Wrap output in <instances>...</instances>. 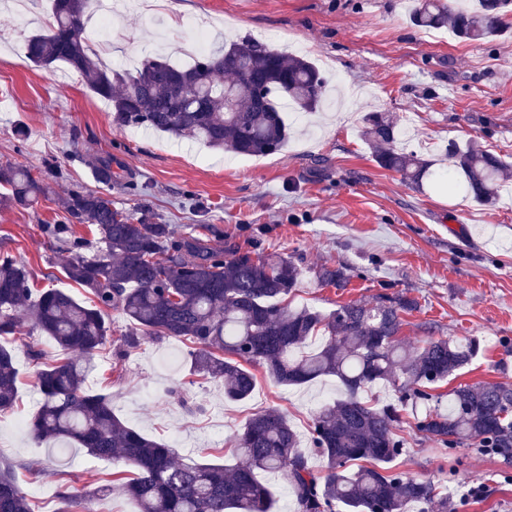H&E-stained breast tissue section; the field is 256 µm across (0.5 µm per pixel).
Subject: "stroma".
I'll return each mask as SVG.
<instances>
[{
	"label": "stroma",
	"instance_id": "stroma-1",
	"mask_svg": "<svg viewBox=\"0 0 512 512\" xmlns=\"http://www.w3.org/2000/svg\"><path fill=\"white\" fill-rule=\"evenodd\" d=\"M409 0H168L166 11L145 24L129 0H92L85 38L99 17L112 20V54L105 64L131 71L144 56L163 52L176 64L195 57L194 21H208L227 39L270 33L275 49L303 42L326 78L342 76L345 99L329 111L285 112L291 129L281 151L254 159L194 143L187 137L144 131L131 137L112 122L110 105L95 96L65 64L39 67L25 55L30 36L50 19V0H0V165L21 164L51 177L53 198L34 208L0 205V251L27 265L37 289L58 288L79 300L88 294L61 270L66 254L43 225L64 220L59 199L95 190L92 163L119 157L132 187L113 186L116 208L230 249L276 251L293 258L302 275L292 306L330 312L347 301H372L382 285L419 302L404 315L402 342L418 347L432 338L477 339L478 356L457 380L512 385V176L493 203L448 194L432 182L422 189L375 162L362 136V118L385 112L398 119L403 148L446 165L448 143L477 142L512 165V30L488 42L437 38L409 20ZM25 139H17L16 128ZM341 265L347 288L321 285L315 269ZM19 372L17 400L0 411V461L14 465L18 482L38 512H55L60 481L92 492L94 512H137L134 501L106 483L121 463L89 455L75 442L36 440L18 422L37 411L36 375L60 356L56 343L34 334L7 341ZM43 353L33 361L29 347ZM187 346L144 339L123 360L106 348L94 358L90 389L112 397L127 425L165 444L181 440L179 456L235 463L234 440L253 415L275 409L307 442L314 413L342 397L333 377L300 386L276 384L255 367L256 387L244 401L225 400L220 383L192 374ZM182 386L189 401L170 390ZM406 452L398 470L422 480H447L457 512H512V480L475 449L456 464L414 428L403 411ZM481 485L482 498L462 500L465 486Z\"/></svg>",
	"mask_w": 512,
	"mask_h": 512
}]
</instances>
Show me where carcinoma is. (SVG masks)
Listing matches in <instances>:
<instances>
[{"label":"carcinoma","mask_w":512,"mask_h":512,"mask_svg":"<svg viewBox=\"0 0 512 512\" xmlns=\"http://www.w3.org/2000/svg\"><path fill=\"white\" fill-rule=\"evenodd\" d=\"M90 0H51L52 22L26 45V57L47 67L62 62L111 104L112 123L189 136L212 148L240 155L266 156L288 140L279 101L303 112L319 109L326 80L309 60L290 57L257 40L242 55L240 42L212 50L188 66L145 57L135 72L106 67L86 41L84 17ZM512 0H475L462 9L456 0H413L412 24L425 30L449 28L471 42L489 41L508 27ZM398 121L381 112L363 117V136L379 167L400 173L416 186L442 183L414 152L397 147ZM449 188L461 187L480 203L494 201L508 166L473 144L449 145ZM98 181L131 184L112 154L99 157ZM51 184L27 168L0 165V203L30 208ZM73 221L87 224L99 249L85 256L87 241L69 224H48L46 235L69 257L67 278L91 295L90 303L46 288L34 293L32 272L8 253L0 254V338H24L36 330L54 340L64 358L40 370L41 403L32 418L42 442L67 438L103 459L132 466L112 480V490L132 498L139 512H270L271 493L261 472H280L295 512H448V495L428 480L395 470L391 462L404 451L396 433L398 409L362 400L360 392L388 383L398 402L425 412L418 431L456 458L461 448H480L512 468V387L459 384L448 391L447 408L436 392L479 353L475 339L432 338L411 350L399 340L402 314L418 301L402 292L380 293L372 303L349 301L328 314L293 308L288 295L302 274L298 264L277 252L256 256L239 247L224 250L147 213L135 217L112 206L99 191L73 190L62 199ZM325 286L345 288L351 275L342 266L322 265L316 273ZM131 322L112 339L110 312ZM325 337L314 352L302 348L313 336ZM183 340L193 370L224 385V398L251 396L256 377L249 366L261 364L283 386L335 377L347 394L319 408L309 447L277 410L258 414L237 436L239 463L232 468L177 459L175 450L127 426L112 410V398L92 392L86 380L94 355L112 342L118 354L141 340ZM13 351L0 344V410L17 397ZM312 454L325 470L309 465ZM364 461L358 468L352 462ZM80 496L67 484L58 492V512H76ZM0 512H32L14 466L0 465Z\"/></svg>","instance_id":"cac0c4a2"}]
</instances>
